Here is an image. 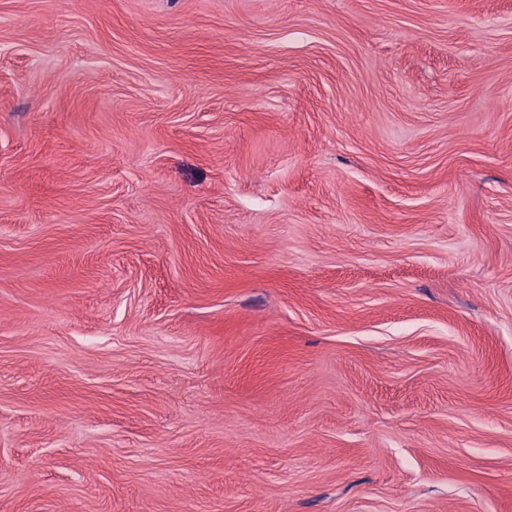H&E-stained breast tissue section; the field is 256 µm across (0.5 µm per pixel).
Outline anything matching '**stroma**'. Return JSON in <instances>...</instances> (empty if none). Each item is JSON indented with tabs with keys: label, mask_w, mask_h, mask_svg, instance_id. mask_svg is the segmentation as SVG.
<instances>
[{
	"label": "stroma",
	"mask_w": 512,
	"mask_h": 512,
	"mask_svg": "<svg viewBox=\"0 0 512 512\" xmlns=\"http://www.w3.org/2000/svg\"><path fill=\"white\" fill-rule=\"evenodd\" d=\"M0 512H512V0H0Z\"/></svg>",
	"instance_id": "obj_1"
}]
</instances>
